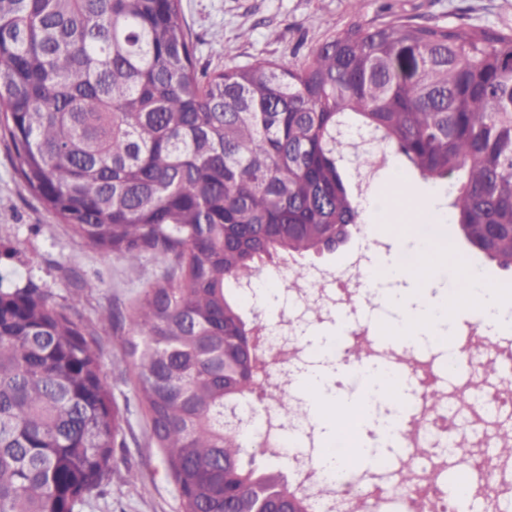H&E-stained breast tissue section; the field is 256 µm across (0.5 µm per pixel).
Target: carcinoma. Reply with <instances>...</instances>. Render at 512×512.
Here are the masks:
<instances>
[{
  "label": "carcinoma",
  "mask_w": 512,
  "mask_h": 512,
  "mask_svg": "<svg viewBox=\"0 0 512 512\" xmlns=\"http://www.w3.org/2000/svg\"><path fill=\"white\" fill-rule=\"evenodd\" d=\"M182 0H0V135L27 189L94 250L168 261L128 314L126 350L183 512H258L288 483L243 460L224 411L261 384L238 286L279 253L341 243L363 223L369 152L425 182L461 179L448 203L467 240L506 269L473 224L512 226V32L393 16L332 32L301 63L262 60L203 81ZM285 420L308 422L283 394ZM112 392L95 342L30 281L0 287V512H82L112 474ZM465 463L512 462V431ZM439 475L399 468L409 495ZM489 483L464 507L482 512Z\"/></svg>",
  "instance_id": "carcinoma-1"
}]
</instances>
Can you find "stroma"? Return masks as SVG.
<instances>
[{
    "label": "stroma",
    "mask_w": 512,
    "mask_h": 512,
    "mask_svg": "<svg viewBox=\"0 0 512 512\" xmlns=\"http://www.w3.org/2000/svg\"><path fill=\"white\" fill-rule=\"evenodd\" d=\"M394 13L419 22L512 28V0H364L361 20L372 23ZM182 16L195 48V68L208 78L224 67L258 60L302 61L311 48L349 21L347 0H182ZM249 38H241V31ZM17 157L9 140L0 138V284L7 288L34 281L50 291L62 306L76 305L77 316L91 331L99 348L103 376L112 390L122 420L114 466L100 497L84 512H182L174 481L161 463L146 408L136 397V373L123 340L126 330L98 323L99 312L112 305L131 310L148 284L161 277L166 260L150 254L138 267L85 246L68 225L48 212L20 181ZM447 242L468 266L492 283L512 286V272L502 269L472 246L458 225H448ZM393 238L369 236L363 224L352 226L346 247L311 255L312 263L335 271L350 251L364 260L391 253ZM267 261L256 277V290L243 301L246 322L272 324L288 311L289 292L273 275ZM89 288L77 287V280ZM424 356L442 373L445 387L470 379L489 392L505 391L512 375V332L499 335L494 347L475 352L471 361L448 365L446 346L420 343L410 347L391 337L379 339L374 362L401 369L404 352ZM137 478L126 482L127 470Z\"/></svg>",
    "instance_id": "35a3bbf8"
}]
</instances>
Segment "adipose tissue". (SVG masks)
Masks as SVG:
<instances>
[{"mask_svg": "<svg viewBox=\"0 0 512 512\" xmlns=\"http://www.w3.org/2000/svg\"><path fill=\"white\" fill-rule=\"evenodd\" d=\"M363 379L362 394L349 401L341 400L329 392L330 371L328 366L308 368L300 378V389L311 404L316 423L325 425L327 438H343L344 453H328L321 459L326 471L357 469L368 466L374 459L368 446L365 430L375 426L386 440H393L400 427L395 408L404 404V387L399 378L381 366L364 365L360 368ZM389 401L392 412L379 413L378 404Z\"/></svg>", "mask_w": 512, "mask_h": 512, "instance_id": "obj_1", "label": "adipose tissue"}]
</instances>
